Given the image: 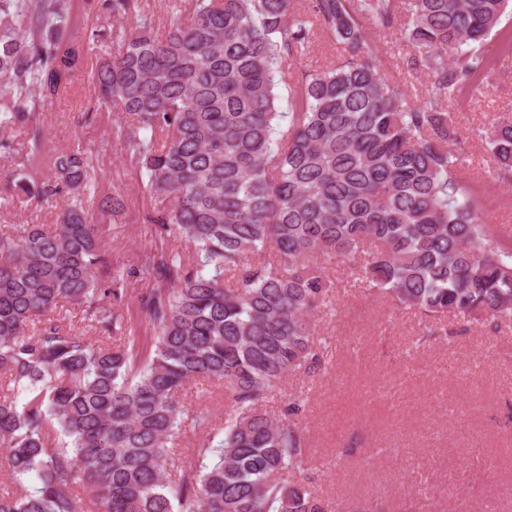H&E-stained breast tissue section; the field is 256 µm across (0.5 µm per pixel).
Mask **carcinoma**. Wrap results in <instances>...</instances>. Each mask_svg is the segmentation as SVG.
<instances>
[{"instance_id": "carcinoma-1", "label": "carcinoma", "mask_w": 512, "mask_h": 512, "mask_svg": "<svg viewBox=\"0 0 512 512\" xmlns=\"http://www.w3.org/2000/svg\"><path fill=\"white\" fill-rule=\"evenodd\" d=\"M397 2L308 0L300 11L294 0H190L189 21L158 39L136 0H104L119 27L76 41L67 0H0V130L30 146L14 186L61 206L51 229L0 228V449L16 483L0 512H331L282 478L306 465L295 422L305 399L277 415L265 402L322 363L328 342H314L313 318L335 310L334 264L426 318L512 322V249L484 224L442 109L484 68L512 0H409L408 64L431 77L422 105L376 63L369 28L398 25ZM320 35L342 60L290 70ZM92 49L99 106L129 117L121 150L152 199L143 221L192 250L162 248L140 269L153 283L140 298L146 349L49 318L73 303L107 338L127 330L112 303L130 272L112 267L87 209L96 154L46 157L38 126ZM488 145L512 171V120L493 124ZM43 164L51 176L39 179ZM97 208L116 219L126 204L114 192ZM200 381L224 387L219 439L181 398ZM189 428L207 434L173 475Z\"/></svg>"}]
</instances>
